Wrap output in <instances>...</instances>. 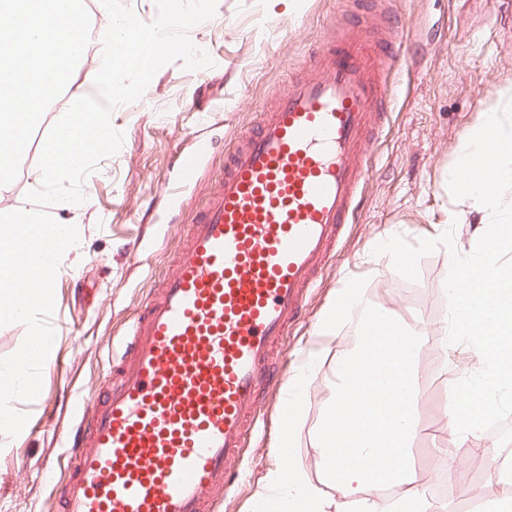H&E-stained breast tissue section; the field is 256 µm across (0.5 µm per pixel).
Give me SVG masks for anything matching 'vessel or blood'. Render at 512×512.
<instances>
[{"label":"vessel or blood","mask_w":512,"mask_h":512,"mask_svg":"<svg viewBox=\"0 0 512 512\" xmlns=\"http://www.w3.org/2000/svg\"><path fill=\"white\" fill-rule=\"evenodd\" d=\"M363 22L281 93L234 145L157 295L121 337L64 436L61 512H205L252 431L272 360L358 210L388 121L390 43ZM205 142L180 159L196 183Z\"/></svg>","instance_id":"obj_1"}]
</instances>
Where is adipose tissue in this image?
Here are the masks:
<instances>
[{
    "mask_svg": "<svg viewBox=\"0 0 512 512\" xmlns=\"http://www.w3.org/2000/svg\"><path fill=\"white\" fill-rule=\"evenodd\" d=\"M353 323L354 341L335 352L336 386L314 430L326 480L314 485L296 454L293 434L277 438L276 464L260 492L265 512H429L410 459L419 395L418 353L426 334L366 298L352 284L325 310L322 335ZM400 486L397 497L377 495L379 484Z\"/></svg>",
    "mask_w": 512,
    "mask_h": 512,
    "instance_id": "1",
    "label": "adipose tissue"
}]
</instances>
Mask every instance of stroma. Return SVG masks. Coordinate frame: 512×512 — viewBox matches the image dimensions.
<instances>
[{"label": "stroma", "instance_id": "obj_1", "mask_svg": "<svg viewBox=\"0 0 512 512\" xmlns=\"http://www.w3.org/2000/svg\"><path fill=\"white\" fill-rule=\"evenodd\" d=\"M288 2L217 0L215 16L189 32L212 58V67L188 71L175 61L160 68L140 100L113 111L112 125L123 132V144L86 179L79 209L51 206L56 220L75 219L80 242L65 252L55 282L50 323L59 368L43 371L33 401L15 402L29 421L8 446H0V512H56L53 485L69 461L60 431L74 419L73 399L97 387L114 339L152 297L159 277L171 270L190 211L223 173L227 150L257 115L274 106L312 49L335 39L341 21L360 13L356 0H302L295 8ZM364 16L373 26L399 16L407 21L408 31L396 46L401 62L387 79L391 116L370 157L360 210L311 293L304 322L292 328L277 359L290 377L310 351L322 352L295 430L297 457L315 482L320 479L315 423L335 380L336 346L353 339L343 325L335 340L319 334L322 314L339 291L337 282L349 276L373 302L425 325L421 374L440 362L435 340L446 311L447 253L440 248L421 258L419 279L412 282L374 249L389 234L414 242L443 228L456 208L448 171L461 138L497 90L512 84V0H378ZM94 65V54H86L43 115L17 178L0 186V209L27 208L25 195L37 186L43 143L72 96L91 94L87 78ZM198 137L211 145L199 181L180 198H169L166 189L178 178V157ZM274 443V437L252 435L238 466L240 477L225 488L214 512H253L263 478L276 463ZM477 445L495 459L512 455V444L500 445L482 432L464 444L448 441L458 467L455 481L448 483L431 442L417 443V479L436 512H461L472 499L493 500L487 486L475 480L471 449Z\"/></svg>", "mask_w": 512, "mask_h": 512}]
</instances>
